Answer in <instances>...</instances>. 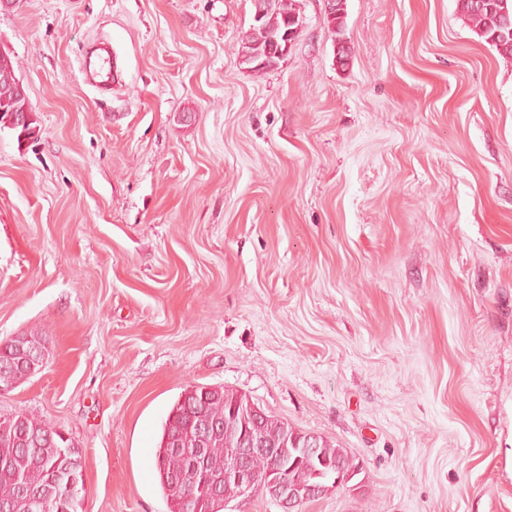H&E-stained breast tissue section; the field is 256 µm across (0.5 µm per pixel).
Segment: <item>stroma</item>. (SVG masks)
Returning <instances> with one entry per match:
<instances>
[{"label":"stroma","instance_id":"stroma-1","mask_svg":"<svg viewBox=\"0 0 512 512\" xmlns=\"http://www.w3.org/2000/svg\"><path fill=\"white\" fill-rule=\"evenodd\" d=\"M302 12L255 72L252 0L0 11L39 126L0 130V342L45 346L0 414L69 439L85 512H169L195 386L360 463L302 512H512V57L457 0H346L344 64ZM84 69L87 76L94 81L93 85L102 89L107 87L112 79L113 59L112 51L108 47L91 53L84 62Z\"/></svg>","mask_w":512,"mask_h":512}]
</instances>
